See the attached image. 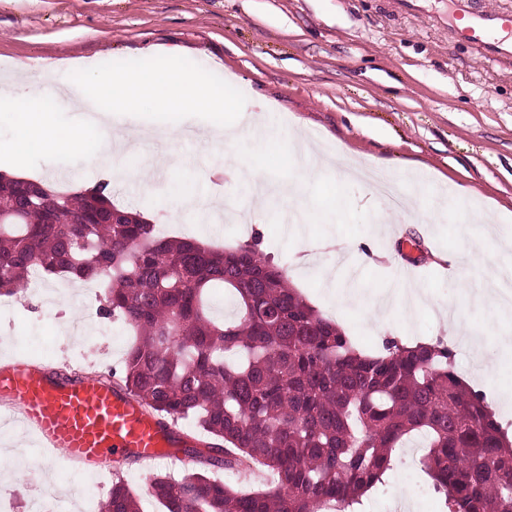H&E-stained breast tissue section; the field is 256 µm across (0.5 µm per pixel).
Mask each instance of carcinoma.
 Returning a JSON list of instances; mask_svg holds the SVG:
<instances>
[{"instance_id":"cac0c4a2","label":"carcinoma","mask_w":512,"mask_h":512,"mask_svg":"<svg viewBox=\"0 0 512 512\" xmlns=\"http://www.w3.org/2000/svg\"><path fill=\"white\" fill-rule=\"evenodd\" d=\"M103 290L102 314L135 340L120 389L148 411L191 419L216 443L180 479L149 478L163 512H354L396 449L424 438L422 470L448 512H512V443L442 339L390 338L365 353L290 287L257 242L223 251L160 238L112 204L110 183L58 192L0 175V297L34 272ZM221 288L231 319L210 315ZM261 468L263 489L212 476ZM101 512H141L122 479Z\"/></svg>"}]
</instances>
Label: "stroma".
<instances>
[{
    "label": "stroma",
    "instance_id": "stroma-1",
    "mask_svg": "<svg viewBox=\"0 0 512 512\" xmlns=\"http://www.w3.org/2000/svg\"><path fill=\"white\" fill-rule=\"evenodd\" d=\"M452 0H0V72L35 87L56 90L44 71L67 78V62L94 65L178 52L239 89L248 109L266 112L273 138L243 135L216 147L186 119L178 140L190 166L154 171L156 192L133 180L116 183L109 171L83 161L44 162L30 169L59 189L111 183L112 201L144 214L161 234L202 237L224 248L259 239L261 254L283 266L291 284L364 349L404 334L447 335L440 308L463 311L468 323L484 324L486 310L467 301L463 280L486 269L512 267V219L485 237L482 222L462 223L471 207L495 216L512 210V60H495L456 37ZM302 127L326 155L354 154L391 181L406 207L398 222L377 231L385 198L334 168L305 175L304 192L289 207L313 215L303 241L291 238L280 210L240 226L189 208L176 189L197 196L230 195L254 208L245 180L219 175L225 160L245 156L256 174L276 181L292 158L291 128ZM335 200V210L325 207ZM332 236L345 252L318 250ZM406 265L428 294L418 304L389 303L383 322L367 319L366 305L329 301L328 290L371 288L384 295L394 271ZM96 289L67 280L37 279L15 298H0V362L26 359L62 378L111 373L120 368L131 336L122 324L100 316ZM512 336V313L503 315L480 347L452 340L456 370L471 386L493 397L512 389V361L482 375L479 359H495L502 337ZM0 408V512H99L116 477L141 496L142 512H160L146 493L149 477H181L189 466L130 461L98 477L93 497L81 490L83 471L50 457L8 422ZM429 485L416 459L398 449L364 512H393L397 497Z\"/></svg>",
    "mask_w": 512,
    "mask_h": 512
}]
</instances>
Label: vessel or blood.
<instances>
[{
    "label": "vessel or blood",
    "instance_id": "1",
    "mask_svg": "<svg viewBox=\"0 0 512 512\" xmlns=\"http://www.w3.org/2000/svg\"><path fill=\"white\" fill-rule=\"evenodd\" d=\"M466 21L459 35L498 57L512 56V15L479 10L454 0ZM0 405L17 411L42 448L76 467L104 472L134 457L152 463L195 446L166 418L146 410L126 392L93 376L70 382L23 362L0 363Z\"/></svg>",
    "mask_w": 512,
    "mask_h": 512
}]
</instances>
